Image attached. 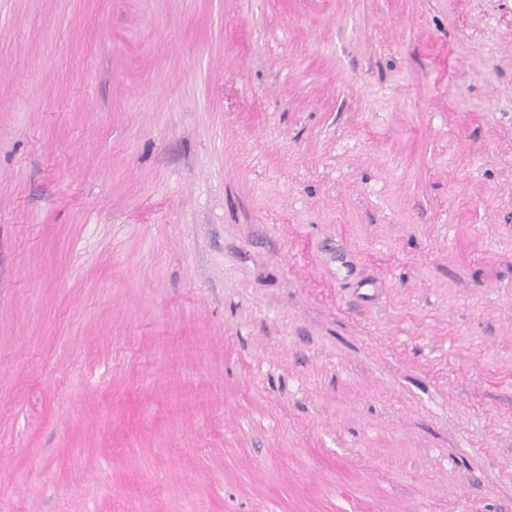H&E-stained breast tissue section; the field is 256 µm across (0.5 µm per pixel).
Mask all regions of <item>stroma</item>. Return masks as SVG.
<instances>
[{"label": "stroma", "mask_w": 512, "mask_h": 512, "mask_svg": "<svg viewBox=\"0 0 512 512\" xmlns=\"http://www.w3.org/2000/svg\"><path fill=\"white\" fill-rule=\"evenodd\" d=\"M0 512H512V0H0Z\"/></svg>", "instance_id": "1"}]
</instances>
